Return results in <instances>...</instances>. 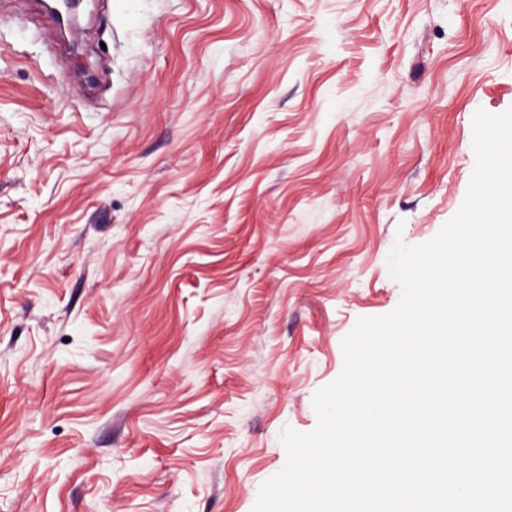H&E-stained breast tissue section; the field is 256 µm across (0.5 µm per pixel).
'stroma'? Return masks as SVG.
<instances>
[{
    "label": "stroma",
    "mask_w": 512,
    "mask_h": 512,
    "mask_svg": "<svg viewBox=\"0 0 512 512\" xmlns=\"http://www.w3.org/2000/svg\"><path fill=\"white\" fill-rule=\"evenodd\" d=\"M512 107V0H0V512H252Z\"/></svg>",
    "instance_id": "1"
}]
</instances>
